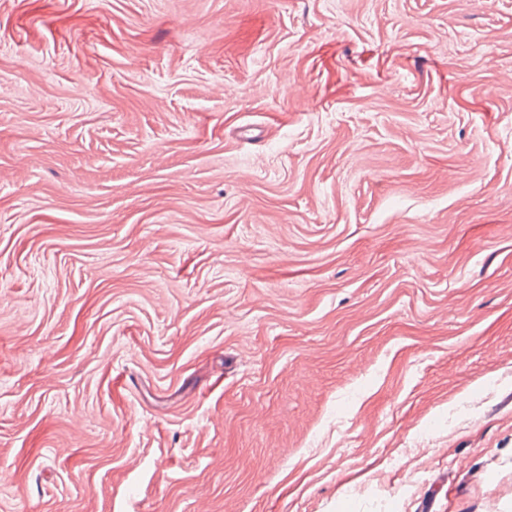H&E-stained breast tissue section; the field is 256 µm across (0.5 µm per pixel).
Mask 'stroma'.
<instances>
[{
  "label": "stroma",
  "mask_w": 512,
  "mask_h": 512,
  "mask_svg": "<svg viewBox=\"0 0 512 512\" xmlns=\"http://www.w3.org/2000/svg\"><path fill=\"white\" fill-rule=\"evenodd\" d=\"M0 512H512V0H0Z\"/></svg>",
  "instance_id": "stroma-1"
}]
</instances>
